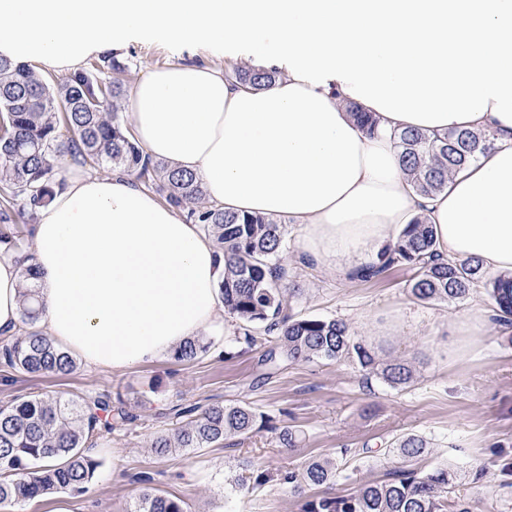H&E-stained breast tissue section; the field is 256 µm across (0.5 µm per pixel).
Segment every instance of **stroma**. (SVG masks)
Masks as SVG:
<instances>
[{
	"label": "stroma",
	"instance_id": "obj_1",
	"mask_svg": "<svg viewBox=\"0 0 512 512\" xmlns=\"http://www.w3.org/2000/svg\"><path fill=\"white\" fill-rule=\"evenodd\" d=\"M130 64L127 91L153 68L173 63L227 67L211 51L160 41H134L119 50ZM281 257L295 312L344 321L361 336L377 361L411 363L414 378L392 388L379 375L350 360L316 359L266 374L263 345L248 346L235 321L201 337L207 353L190 364L166 357L139 367L109 371L78 364L65 376H31L0 359V406L28 395H99L110 401L111 424H98L90 456L100 465L79 496L55 493L22 502L11 512H128L137 499L139 476L183 498L191 512H301L316 488L292 492L282 471L312 457L332 459L341 476L336 492L387 479L393 446L410 434L424 437L427 466L456 474L455 496L473 512H512V324L489 321L468 349L456 354L449 326L455 319L494 310L485 292L459 303L422 302L410 291L413 270L394 267L369 281L302 263L298 226L286 227ZM246 402L261 414L247 438L197 451L156 456L155 435L171 432L180 408L204 409ZM296 435L284 446L282 429ZM269 479L247 490L239 479L254 470Z\"/></svg>",
	"mask_w": 512,
	"mask_h": 512
}]
</instances>
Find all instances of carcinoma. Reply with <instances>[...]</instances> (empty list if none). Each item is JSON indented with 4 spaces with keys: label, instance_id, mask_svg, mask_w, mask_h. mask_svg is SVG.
I'll return each instance as SVG.
<instances>
[{
    "label": "carcinoma",
    "instance_id": "obj_1",
    "mask_svg": "<svg viewBox=\"0 0 512 512\" xmlns=\"http://www.w3.org/2000/svg\"><path fill=\"white\" fill-rule=\"evenodd\" d=\"M128 68L127 62L105 53L69 76L53 79L27 63L0 56V114L7 121V130L0 136V201L17 210L25 223H32L36 209L49 203L54 190L65 182L57 165L64 154L95 170L133 175L145 187L160 192L169 205L186 210L188 218L224 251L227 267L220 286L224 311L241 323L244 339L251 345L257 342L251 334L254 324L264 323L268 332L276 333L273 345L263 354L267 369L313 359H348L373 368L374 356L345 323L290 313L293 295L283 288L285 269L276 263L283 249L284 225L216 207L206 201L195 175L153 159L139 146L119 115L118 100L124 93L121 75ZM229 74L260 90L272 84L277 71L233 64ZM345 108L362 129L374 131L372 113L352 102ZM393 139L401 166L424 195L442 189L448 176L494 149L496 141L490 132L467 129L433 135L401 130ZM0 243L13 251L28 249L27 241L8 224L0 228ZM395 264L418 270L410 290L421 301H463L481 287L499 312L512 317V277L488 278L477 262L440 257L432 227L421 218L407 225L379 266L358 278L371 280ZM39 277L36 266L26 268L21 326L0 353L22 373L67 374L76 367L73 356L36 329L41 315ZM207 350L202 341L188 340L174 350L173 357L188 363ZM381 376L397 388L412 381L413 370L407 362L394 360L381 369ZM100 411L111 412L110 402L90 395H35L0 407V508L58 492L84 494L100 466L85 454ZM258 417L247 403L211 406L189 417L174 433L155 437L151 448L159 456L176 448H208L229 436L249 434ZM427 452L423 437L402 438L395 448L398 461L391 479L368 482L348 495L329 492L338 472L321 459L288 469L282 479L299 489H326L324 495L305 501L302 512H471L464 501L452 496L450 468L413 467ZM46 458L59 463L44 466ZM131 512H188V504L145 486Z\"/></svg>",
    "mask_w": 512,
    "mask_h": 512
}]
</instances>
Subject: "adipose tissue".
Here are the masks:
<instances>
[{"mask_svg":"<svg viewBox=\"0 0 512 512\" xmlns=\"http://www.w3.org/2000/svg\"><path fill=\"white\" fill-rule=\"evenodd\" d=\"M195 44L277 70L250 90L196 64L154 68L129 124L228 212L301 229L305 260L355 276L426 217L438 252L512 274V0H0V56L58 72L131 40ZM373 113L363 131L343 102ZM487 130L499 144L431 196L394 131ZM42 326L88 366L169 356L224 318V255L125 175L74 169L37 212ZM23 266L0 248V335Z\"/></svg>","mask_w":512,"mask_h":512,"instance_id":"obj_1","label":"adipose tissue"}]
</instances>
